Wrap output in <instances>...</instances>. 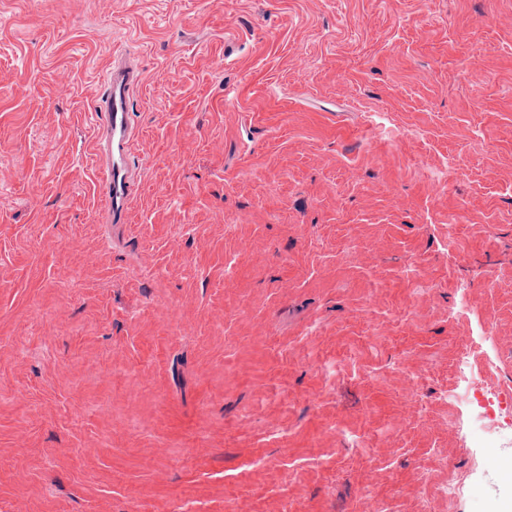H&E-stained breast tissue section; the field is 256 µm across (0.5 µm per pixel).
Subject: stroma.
Returning a JSON list of instances; mask_svg holds the SVG:
<instances>
[{"instance_id":"obj_1","label":"stroma","mask_w":512,"mask_h":512,"mask_svg":"<svg viewBox=\"0 0 512 512\" xmlns=\"http://www.w3.org/2000/svg\"><path fill=\"white\" fill-rule=\"evenodd\" d=\"M465 350L512 372V0H0V512H512ZM122 58H113L106 69L104 119L96 132L98 151L108 154L103 169L105 219L116 224L128 210L135 185L128 152L133 133L129 101L132 89L140 80L134 69L117 67V61Z\"/></svg>"}]
</instances>
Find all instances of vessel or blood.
<instances>
[{
  "instance_id": "b4317fda",
  "label": "vessel or blood",
  "mask_w": 512,
  "mask_h": 512,
  "mask_svg": "<svg viewBox=\"0 0 512 512\" xmlns=\"http://www.w3.org/2000/svg\"><path fill=\"white\" fill-rule=\"evenodd\" d=\"M139 80V75L132 68L112 64L106 69L104 119L97 128L96 146L106 155L103 169L104 212L106 221L110 223L121 221L133 196L135 179L128 152L133 133L129 101Z\"/></svg>"
}]
</instances>
